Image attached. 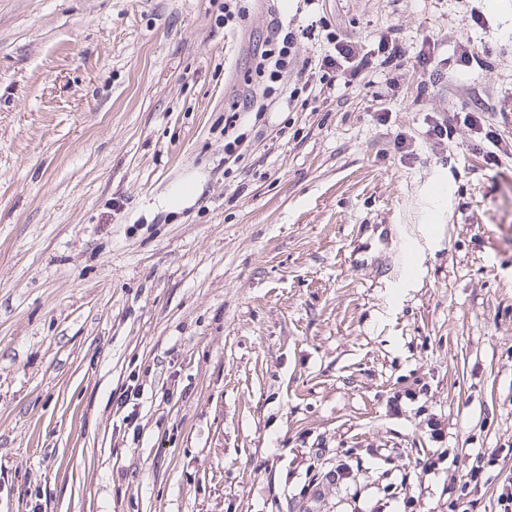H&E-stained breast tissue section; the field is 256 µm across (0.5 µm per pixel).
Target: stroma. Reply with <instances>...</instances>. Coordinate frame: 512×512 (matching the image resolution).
<instances>
[{
  "mask_svg": "<svg viewBox=\"0 0 512 512\" xmlns=\"http://www.w3.org/2000/svg\"><path fill=\"white\" fill-rule=\"evenodd\" d=\"M223 2L0 0V512H448L478 448L503 460L468 512H499L512 160L485 134L512 149V0H319L348 39L436 38V91L374 62L243 122L234 163L253 51L309 9L229 28ZM348 448L381 459L305 493Z\"/></svg>",
  "mask_w": 512,
  "mask_h": 512,
  "instance_id": "stroma-1",
  "label": "stroma"
}]
</instances>
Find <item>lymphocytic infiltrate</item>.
I'll list each match as a JSON object with an SVG mask.
<instances>
[{"instance_id": "lymphocytic-infiltrate-1", "label": "lymphocytic infiltrate", "mask_w": 512, "mask_h": 512, "mask_svg": "<svg viewBox=\"0 0 512 512\" xmlns=\"http://www.w3.org/2000/svg\"><path fill=\"white\" fill-rule=\"evenodd\" d=\"M324 32L329 45L324 55L314 59L297 60L295 45L299 35ZM253 62L257 83L249 86L242 102L234 104L224 116V155L238 158L244 141L240 134L242 113L253 115L255 122H263L270 97H278L281 110L306 111L324 90L334 89L350 75L370 67L372 58L361 43L341 38L330 31L325 17H312L302 29L277 26L255 48ZM295 72L296 78L286 90H278L284 73ZM497 461L495 452L476 451L472 465L463 474L448 481V512H467L466 500L471 492L484 484L489 469Z\"/></svg>"}]
</instances>
